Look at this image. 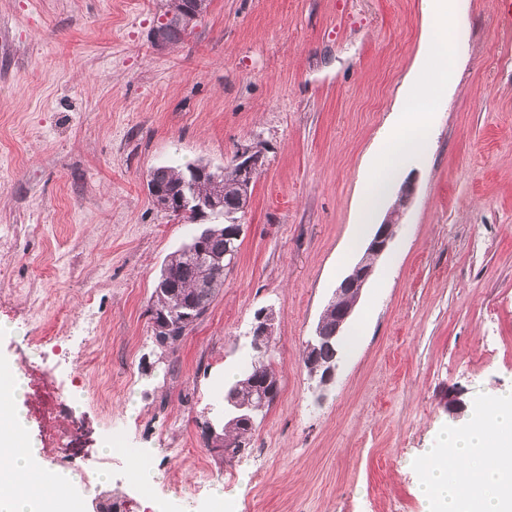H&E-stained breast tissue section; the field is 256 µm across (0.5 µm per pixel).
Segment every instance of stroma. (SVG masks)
<instances>
[{
	"label": "stroma",
	"mask_w": 512,
	"mask_h": 512,
	"mask_svg": "<svg viewBox=\"0 0 512 512\" xmlns=\"http://www.w3.org/2000/svg\"><path fill=\"white\" fill-rule=\"evenodd\" d=\"M170 0H0V362L51 380L83 433L64 459L82 512H425L415 463L477 401L512 390V29L498 0H456L447 87L396 236L345 331L333 382L299 354L348 268L370 153L433 76L428 0H208L154 50ZM265 163L223 290L176 354L146 314L194 225L157 208L151 170ZM279 394L230 462L206 424L257 353ZM464 405L450 415L444 398ZM157 477L142 490L116 439ZM273 324L274 315L272 312L264 309L257 313L250 332V336H252L251 344L253 347L264 348V346H269L273 340Z\"/></svg>",
	"instance_id": "obj_1"
}]
</instances>
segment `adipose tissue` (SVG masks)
Masks as SVG:
<instances>
[{
    "instance_id": "1",
    "label": "adipose tissue",
    "mask_w": 512,
    "mask_h": 512,
    "mask_svg": "<svg viewBox=\"0 0 512 512\" xmlns=\"http://www.w3.org/2000/svg\"><path fill=\"white\" fill-rule=\"evenodd\" d=\"M430 44L437 76L418 83L396 126L380 143L362 207L370 219L400 158L423 146L430 105L448 78L454 57L448 0H437ZM29 379L10 369L0 380V512H78L69 495L80 477L46 471L40 448L27 432L22 409ZM418 492L427 512H512V392L497 391L474 407L469 426L444 431L442 446L420 462Z\"/></svg>"
}]
</instances>
